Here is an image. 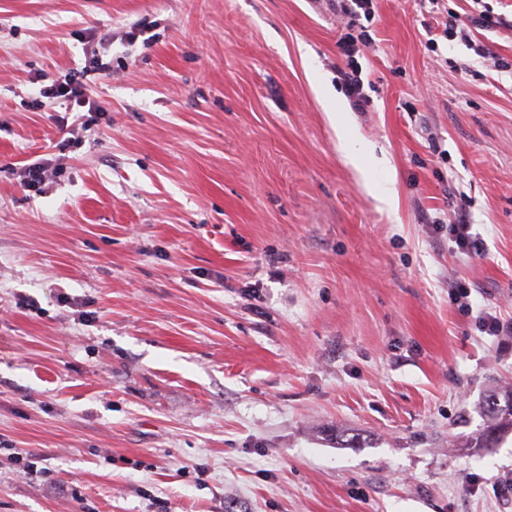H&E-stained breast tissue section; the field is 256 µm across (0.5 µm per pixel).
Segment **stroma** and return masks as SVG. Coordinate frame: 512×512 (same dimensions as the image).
<instances>
[{"instance_id":"35a3bbf8","label":"stroma","mask_w":512,"mask_h":512,"mask_svg":"<svg viewBox=\"0 0 512 512\" xmlns=\"http://www.w3.org/2000/svg\"><path fill=\"white\" fill-rule=\"evenodd\" d=\"M429 21L375 0L360 110L329 0H0V512H512V79ZM108 67L100 60L96 51L85 54L84 65L73 68L69 73V79L64 82H52L51 85L39 89L37 97L34 98L36 108H47L55 110L60 107L65 112H100L101 106L93 99L92 85L96 75L104 74ZM453 221H448V241L454 243L457 252L461 254L472 253L475 246L472 234L470 233L471 224L468 223L467 216L463 212L455 213ZM483 410L489 421L475 446L488 448L497 432L512 430V388L490 390L483 401Z\"/></svg>"}]
</instances>
